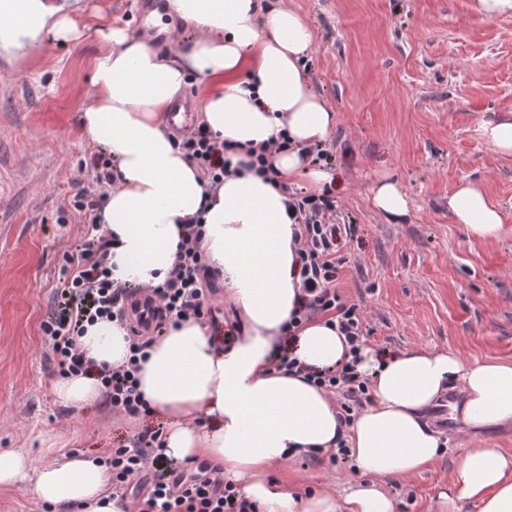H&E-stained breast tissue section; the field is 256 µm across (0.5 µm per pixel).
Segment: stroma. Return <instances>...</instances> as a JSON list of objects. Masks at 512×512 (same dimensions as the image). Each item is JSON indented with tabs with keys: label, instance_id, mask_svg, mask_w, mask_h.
I'll return each instance as SVG.
<instances>
[{
	"label": "stroma",
	"instance_id": "35a3bbf8",
	"mask_svg": "<svg viewBox=\"0 0 512 512\" xmlns=\"http://www.w3.org/2000/svg\"><path fill=\"white\" fill-rule=\"evenodd\" d=\"M470 2L288 0L313 34L310 82L336 114L325 143L333 182L322 188L300 175L293 183L336 201L347 259L336 287L363 308L368 347L512 362V156L480 133L482 122L512 116V15L481 20ZM143 7L80 0L78 39L0 49V448L37 467L58 449L100 454L144 427L102 403H60L40 331L63 254L83 229L58 218L94 150L80 117L92 100V62L108 48L98 30L139 33ZM384 178L408 198L400 221L372 204ZM464 182L479 184L500 211L496 238L474 239L454 222L448 197ZM442 437L443 453L425 470L382 480L396 512H442L462 449L481 442L512 453V427L476 437L451 419ZM270 476L300 493L369 481L354 460L333 466L308 455Z\"/></svg>",
	"mask_w": 512,
	"mask_h": 512
}]
</instances>
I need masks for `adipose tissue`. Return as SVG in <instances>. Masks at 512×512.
Returning a JSON list of instances; mask_svg holds the SVG:
<instances>
[{"label": "adipose tissue", "instance_id": "1", "mask_svg": "<svg viewBox=\"0 0 512 512\" xmlns=\"http://www.w3.org/2000/svg\"><path fill=\"white\" fill-rule=\"evenodd\" d=\"M22 2L31 36L80 37L74 18L49 0ZM167 10L191 23L198 38L164 55L127 28L108 27L111 47L93 61V99L81 114L87 141L116 162L117 185L101 210L113 240L112 279L140 287L164 282L188 224L199 220L201 247L224 279L225 307L237 317L233 341L188 320L142 361L139 389L166 423L165 452L181 461L206 458L260 512H395L378 481L418 473L440 456L441 435L426 414L448 389L458 391L453 412L467 432L512 424V363L465 362L445 350L362 349L358 369L370 380L369 404L351 424L340 422L313 378L348 360L349 347L321 318L289 330L303 302L298 223L277 181L249 166L250 150L285 139L288 148L271 158L280 179L305 170L318 186L333 179L328 170L309 169L305 155L336 124L307 75L310 27L293 8L261 0H168ZM191 77L208 87L198 121L233 146L224 155L228 173L214 190L171 137L168 111ZM448 208L477 239L502 229L499 210L478 184H461ZM78 344L97 366H116L130 355L127 330L115 320L86 326ZM285 352L297 361L293 371L276 367ZM52 391L74 407L102 395L89 374L61 379ZM341 445L373 484L304 496L269 478L304 453ZM28 477L36 498L54 512L74 505L80 512H123L106 466L94 456L65 453L34 470L21 454L0 449V485ZM441 498L470 502L477 512H512V454L486 445L464 449Z\"/></svg>", "mask_w": 512, "mask_h": 512}]
</instances>
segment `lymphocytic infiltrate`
Masks as SVG:
<instances>
[{
  "instance_id": "obj_1",
  "label": "lymphocytic infiltrate",
  "mask_w": 512,
  "mask_h": 512,
  "mask_svg": "<svg viewBox=\"0 0 512 512\" xmlns=\"http://www.w3.org/2000/svg\"><path fill=\"white\" fill-rule=\"evenodd\" d=\"M174 144L208 177L211 186L224 181L223 139L203 128L175 136ZM92 174L91 185L81 187L70 208L84 223L83 233L64 253L65 263L54 290L55 309L40 324L43 339L54 357L57 372L66 377L86 372L88 366L77 346L86 325L106 318L127 321L128 303L142 297L147 310L138 324H129L130 356L119 366H104L96 375L106 403L113 412L146 418L150 409L139 388L137 372L148 348L180 322L214 320V276L201 248L203 228L190 225L183 235L170 276L151 287L113 286L108 278L110 240L98 222V212L116 183L110 155L98 151L82 164ZM287 193L297 212V235L302 262V285L307 295L290 327L316 316L336 325L349 346L351 357L324 370L314 382L328 393L341 396L340 418L351 421L361 406L368 380L357 369L356 354L365 343L363 313L358 304L344 301L336 288L346 259L340 253V229L333 220L336 208L328 195L308 194L298 188ZM161 427H147L128 444L108 449L104 462L115 491L132 493L137 512H255V506L207 463L178 466L162 451Z\"/></svg>"
}]
</instances>
